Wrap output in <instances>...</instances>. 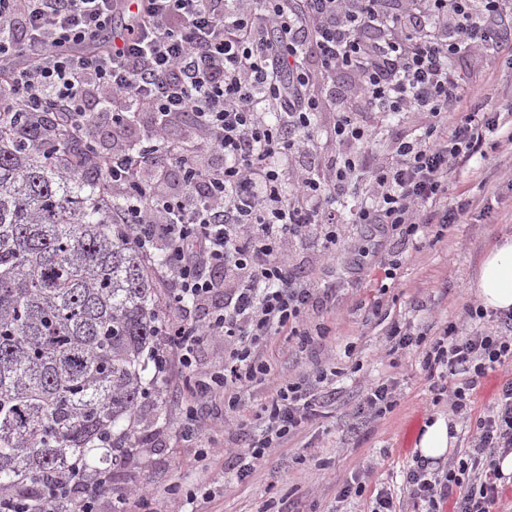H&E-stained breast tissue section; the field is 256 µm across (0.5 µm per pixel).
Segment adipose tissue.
I'll return each mask as SVG.
<instances>
[{
    "mask_svg": "<svg viewBox=\"0 0 512 512\" xmlns=\"http://www.w3.org/2000/svg\"><path fill=\"white\" fill-rule=\"evenodd\" d=\"M471 290L484 310L512 311V235L501 236L486 249ZM455 444L449 418L438 414L423 425L416 449L435 463L445 459Z\"/></svg>",
    "mask_w": 512,
    "mask_h": 512,
    "instance_id": "ef3b65f1",
    "label": "adipose tissue"
}]
</instances>
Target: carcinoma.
<instances>
[{"label":"carcinoma","mask_w":512,"mask_h":512,"mask_svg":"<svg viewBox=\"0 0 512 512\" xmlns=\"http://www.w3.org/2000/svg\"><path fill=\"white\" fill-rule=\"evenodd\" d=\"M0 137V500L74 512V477H115L163 380L162 289L112 223L97 168Z\"/></svg>","instance_id":"1"}]
</instances>
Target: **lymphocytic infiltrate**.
<instances>
[{
    "label": "lymphocytic infiltrate",
    "mask_w": 512,
    "mask_h": 512,
    "mask_svg": "<svg viewBox=\"0 0 512 512\" xmlns=\"http://www.w3.org/2000/svg\"><path fill=\"white\" fill-rule=\"evenodd\" d=\"M475 11L477 28L466 20ZM474 46L512 54V0H0V134L49 146L64 129L83 143L91 101L111 115L115 145L91 159L105 171L104 198L118 202L114 223L128 225L146 257L164 256L161 369L195 373L200 345L221 336L230 349L221 368L199 374V398L235 409L249 388L271 391L234 454L236 482L315 412L314 387L284 383L262 356L276 336L308 346L311 313L336 298L335 286L290 270L287 239L314 228L333 251L345 224L392 236L397 248L383 261L392 280L403 255L466 214V200L445 205L448 186L503 126L493 93L461 104L449 62ZM341 71L356 91L333 102L339 150L321 167L300 162L316 150L312 120L323 101L313 88ZM142 112L156 118L153 145L127 146ZM398 112L427 122L404 133L387 123ZM383 133L394 142L385 156L374 150ZM173 172L181 190L162 192ZM216 268L235 280L230 296ZM217 297L224 305L208 320L192 317ZM386 336L394 352L424 347L427 380L465 421L488 372L505 374L489 413L471 419L463 457L440 475L421 460L404 475L414 512L444 503L504 512L496 460L512 453V312L492 330L447 325L431 342L398 320Z\"/></svg>",
    "instance_id": "f902f5d3"
}]
</instances>
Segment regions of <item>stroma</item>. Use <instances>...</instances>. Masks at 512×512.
<instances>
[{"label": "stroma", "mask_w": 512, "mask_h": 512, "mask_svg": "<svg viewBox=\"0 0 512 512\" xmlns=\"http://www.w3.org/2000/svg\"><path fill=\"white\" fill-rule=\"evenodd\" d=\"M466 77L468 91L477 84L495 85L500 112L512 113V59L483 48L472 49L452 62ZM472 203L460 224L442 238H428L410 251L391 289H384L378 263L390 251L387 239H365L361 227L347 226L346 241L354 249L329 252L318 235L291 239L288 257L295 272L319 283L336 286V306L325 314L324 334L307 351L294 348L286 337L269 343L266 359L284 380L313 384L319 372L331 373L330 392L321 398L311 422L284 447L273 449L268 462L243 484L226 481L223 459L211 471L197 470L194 449L178 433V416L192 390L188 373L170 366L164 379L166 420L154 419L152 403L140 409L139 426L153 435V446L134 454L123 480L113 483V495L126 497L128 512H173L170 488L211 489L216 493L208 512H266L270 502L284 500L285 512H372L380 488H389L394 500L405 495L403 474L417 458L418 434L433 414L447 413V399L437 398L421 366V348L390 352L386 326L372 317L370 308L382 302L393 317L410 321L436 335L446 324H462L466 305L475 304L470 291L484 251L502 234H512V143L499 141L484 161L457 172L448 190L449 203L458 195ZM391 380L397 384L395 408L379 417H361L356 407L365 387ZM267 391L258 386L245 395L241 410L222 404L203 406L201 414L215 445L237 446L241 422ZM374 472L362 495L338 501L344 480ZM151 493V503L136 497Z\"/></svg>", "instance_id": "1"}]
</instances>
